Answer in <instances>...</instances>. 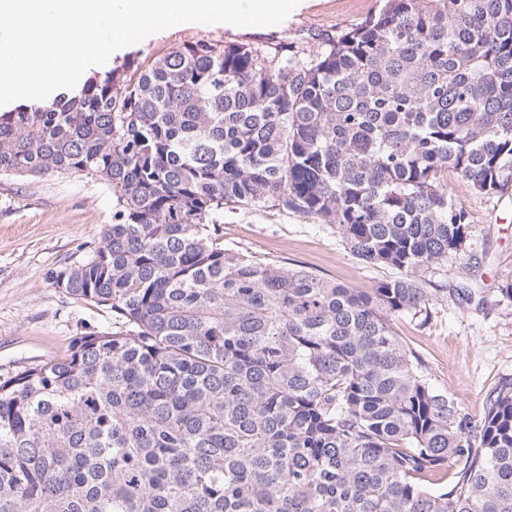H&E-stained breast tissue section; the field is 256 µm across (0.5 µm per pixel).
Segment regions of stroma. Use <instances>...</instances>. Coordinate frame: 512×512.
<instances>
[{
  "label": "stroma",
  "instance_id": "obj_1",
  "mask_svg": "<svg viewBox=\"0 0 512 512\" xmlns=\"http://www.w3.org/2000/svg\"><path fill=\"white\" fill-rule=\"evenodd\" d=\"M377 7L378 0H300L276 26L178 25L115 52L107 65L143 66L202 36L313 47L321 33L349 28ZM450 186L471 214L475 257L430 274L427 322L397 317L391 327L421 359L429 382L478 420L487 394L512 381V303L497 292L502 280L512 279V197H478L456 180ZM113 208L111 188L85 176L0 173L1 379L65 358L80 336L119 329L110 309L67 293L52 279L91 257ZM210 235L231 252L286 268L301 266L352 288H370L396 274L352 255L334 227L275 207L225 212Z\"/></svg>",
  "mask_w": 512,
  "mask_h": 512
}]
</instances>
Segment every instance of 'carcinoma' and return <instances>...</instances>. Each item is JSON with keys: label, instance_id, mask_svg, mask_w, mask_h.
Instances as JSON below:
<instances>
[{"label": "carcinoma", "instance_id": "carcinoma-1", "mask_svg": "<svg viewBox=\"0 0 512 512\" xmlns=\"http://www.w3.org/2000/svg\"><path fill=\"white\" fill-rule=\"evenodd\" d=\"M0 172L112 188L53 279L123 325L0 379V512H512V383L475 421L390 327L470 248L448 176L512 195V0H380L315 49L203 37L98 72L0 113ZM268 205L399 275L213 244Z\"/></svg>", "mask_w": 512, "mask_h": 512}]
</instances>
